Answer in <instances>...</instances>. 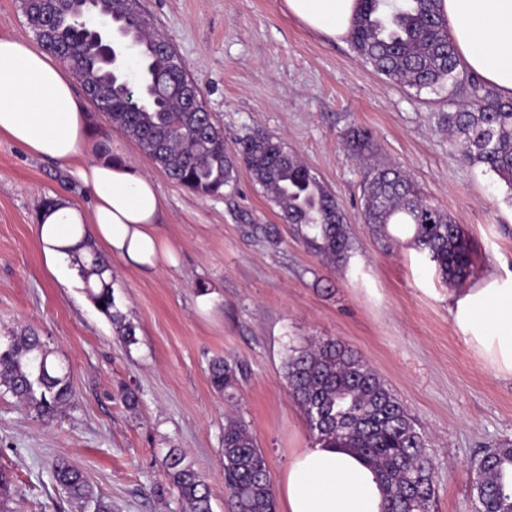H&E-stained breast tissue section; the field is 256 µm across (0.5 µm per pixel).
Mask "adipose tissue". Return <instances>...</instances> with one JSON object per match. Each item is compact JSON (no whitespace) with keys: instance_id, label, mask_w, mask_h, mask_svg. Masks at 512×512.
<instances>
[{"instance_id":"ef3b65f1","label":"adipose tissue","mask_w":512,"mask_h":512,"mask_svg":"<svg viewBox=\"0 0 512 512\" xmlns=\"http://www.w3.org/2000/svg\"><path fill=\"white\" fill-rule=\"evenodd\" d=\"M306 29L346 38L357 0H281ZM462 66L505 98H512V0H442ZM0 135L30 153L59 162L84 157L80 182L93 198L85 212L57 197L42 206L38 233L49 257L68 259V247L89 238L141 270L170 257L160 235L165 198L139 167L113 153L96 135L87 107L67 73L28 41L0 37ZM457 329L496 377L512 380V283L448 296ZM385 494L357 454L322 443L295 453L279 486L278 512H383Z\"/></svg>"}]
</instances>
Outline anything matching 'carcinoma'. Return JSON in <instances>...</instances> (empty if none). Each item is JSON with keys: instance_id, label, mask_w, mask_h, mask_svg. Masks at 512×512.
Wrapping results in <instances>:
<instances>
[{"instance_id": "cac0c4a2", "label": "carcinoma", "mask_w": 512, "mask_h": 512, "mask_svg": "<svg viewBox=\"0 0 512 512\" xmlns=\"http://www.w3.org/2000/svg\"><path fill=\"white\" fill-rule=\"evenodd\" d=\"M23 10L41 46L87 76L84 90L112 85V97L97 102L96 108L174 182L199 195L218 194L233 183L241 165L309 250L333 264L348 261L353 243L343 208L295 153L257 131L240 139L233 158L212 116L182 111L173 92V65L157 52L158 34L134 0H124L113 13L119 28L111 60L87 40L85 31L94 16L77 12L74 0H50L41 12L25 4ZM350 43L366 64L393 83L418 92L445 86L451 93L463 90L469 104L444 113L442 123L462 159L494 172L512 199V99L500 98L460 70L440 0H359ZM362 201L365 223L384 251L400 243L390 227L405 224L411 231L407 246L425 254L444 281L470 276L464 228L424 199L405 172L370 169ZM74 252L87 294L112 323L116 340L136 343V326L116 308L109 260L88 239ZM51 355L30 327L0 343V390L46 420L73 396L68 368ZM208 371L213 387L229 397L244 375L243 366L221 357L211 360ZM284 377L314 438L350 449L378 471L386 512H431L435 466L429 436L357 352L333 338L292 346ZM223 443L224 482L234 512H274L266 462L249 426L240 418H226ZM165 467L185 512H212L208 485L179 450L169 451ZM473 470L472 512H512V446L485 449ZM52 477L74 512H112V504L68 461L56 460Z\"/></svg>"}]
</instances>
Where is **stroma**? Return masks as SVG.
Returning a JSON list of instances; mask_svg holds the SVG:
<instances>
[{"instance_id": "obj_1", "label": "stroma", "mask_w": 512, "mask_h": 512, "mask_svg": "<svg viewBox=\"0 0 512 512\" xmlns=\"http://www.w3.org/2000/svg\"><path fill=\"white\" fill-rule=\"evenodd\" d=\"M141 5L201 85L227 152L257 130L280 139L340 199L354 249L344 266L322 261L246 169L221 194L187 190L90 109L113 152L157 183L166 200L159 232L174 252L154 271L113 257L117 308L137 327L126 346L89 299L76 263L53 264L38 238V212L52 195L92 208L75 162L32 155L0 136V336L36 328L74 387L70 407L49 422L0 394V473L19 492L14 512H72L51 476L60 458L115 512H183L165 468L173 448L206 480L212 512H230L226 415L249 424L278 484L293 454L314 440L284 378L288 347L327 336L358 352L429 435L432 512H471L475 458L512 443V380L495 377L456 328L453 287L407 246L408 230L393 227L402 245L385 253L361 209L368 167L401 168L465 226L473 269L466 287L512 280L507 187L449 144L441 129L447 93L387 82L350 43L308 31L280 0ZM357 129L372 144L362 157L348 147ZM215 357L248 368L234 401L210 383ZM128 390L138 399L132 408L122 399Z\"/></svg>"}]
</instances>
